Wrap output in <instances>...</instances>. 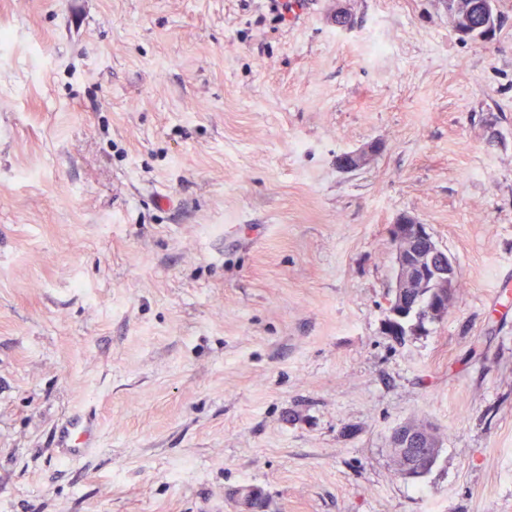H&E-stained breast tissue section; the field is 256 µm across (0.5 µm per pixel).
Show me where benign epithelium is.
Here are the masks:
<instances>
[{"label":"benign epithelium","instance_id":"1","mask_svg":"<svg viewBox=\"0 0 512 512\" xmlns=\"http://www.w3.org/2000/svg\"><path fill=\"white\" fill-rule=\"evenodd\" d=\"M456 13L462 17H473L480 21L478 28L490 24L488 0H457ZM377 152L373 146L368 150L348 153L338 162L345 171H355L365 166ZM390 238L395 248L396 278L388 300L387 326L391 334L399 331V323L404 318L405 309L412 301L411 289L419 284L431 289L432 306L425 317L413 325L405 326L410 333L419 334L432 321L439 322L448 316V298L457 284V269L446 250L440 247L428 226L417 219L405 216L390 226ZM400 448L397 467L402 477H411L414 472L431 465L434 452L431 451L432 432H420L399 427L393 435Z\"/></svg>","mask_w":512,"mask_h":512}]
</instances>
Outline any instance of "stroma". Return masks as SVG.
Masks as SVG:
<instances>
[{
	"label": "stroma",
	"instance_id": "obj_1",
	"mask_svg": "<svg viewBox=\"0 0 512 512\" xmlns=\"http://www.w3.org/2000/svg\"><path fill=\"white\" fill-rule=\"evenodd\" d=\"M267 5L0 0V512H512V0ZM405 215L462 291L398 339ZM462 1H469L467 3ZM488 2L486 0H457L456 14L462 12V18L473 17L478 19L481 24L477 27L483 29L490 24L488 17ZM96 416L91 413L74 414L56 429L55 448L67 459L82 456L95 442ZM397 448H400V460L397 467L402 477H411L414 472L423 470L431 465L435 455L429 448L431 445L432 432L427 428L420 432L407 430L399 427L393 435Z\"/></svg>",
	"mask_w": 512,
	"mask_h": 512
}]
</instances>
